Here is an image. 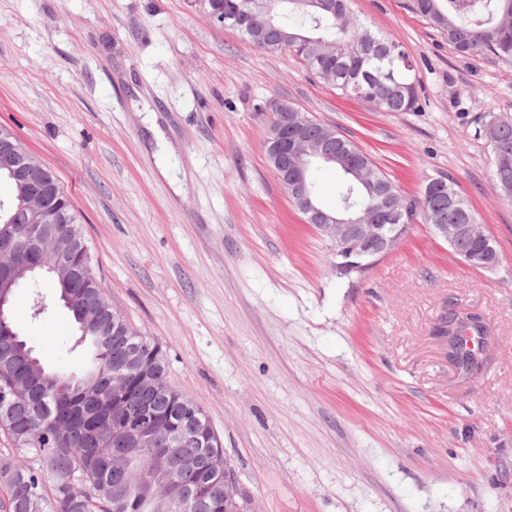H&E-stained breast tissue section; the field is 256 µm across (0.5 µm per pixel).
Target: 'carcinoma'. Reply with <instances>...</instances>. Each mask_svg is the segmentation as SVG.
Instances as JSON below:
<instances>
[{
    "instance_id": "cac0c4a2",
    "label": "carcinoma",
    "mask_w": 512,
    "mask_h": 512,
    "mask_svg": "<svg viewBox=\"0 0 512 512\" xmlns=\"http://www.w3.org/2000/svg\"><path fill=\"white\" fill-rule=\"evenodd\" d=\"M512 0H410L409 8L441 31L454 51L465 57L495 56L512 62V19L503 16L506 2ZM244 0H193V6L207 18L223 16L233 22L231 28L255 47L277 52L288 50L297 55L308 71L341 94L370 104L378 112H409L418 105V81L403 46L388 35L372 32L350 8V0H336V11L311 14L296 6V0H264L273 23L257 20L259 39L249 38L250 26L240 19L238 5ZM288 33L283 40L282 33ZM336 43V58L311 59L300 49L301 39ZM496 123L495 142L491 145V163L496 188L512 198V123L488 115ZM337 175L336 209H360L370 203L367 188L354 180L341 163L334 164ZM368 177L381 181V190L391 193L400 224H467L475 212L457 198L453 183L432 179L415 195L403 194L374 162H369ZM10 187V195L0 199V230L19 211L21 190L5 173L0 183ZM42 243L18 236L13 247L0 253V275L36 257ZM56 301L69 293L71 304L65 309L80 327L85 312L92 320L84 343L88 345V366L84 375L99 372L105 378L115 375L116 363L135 353L140 363L130 366L123 389L112 390L105 384L79 393L77 377L52 370L37 357L28 343L7 352L0 359V403L3 393L12 395L10 419L1 417L0 431L12 442L29 431L36 439L19 450L33 455L26 463L16 455L0 453V512H157L158 502L148 491L136 485L137 472L149 467L157 452H165L174 462L173 481L180 488H191L196 496L188 500L184 512H224V488H215L224 467V448L203 409L189 396L173 387L167 379L165 355L161 346L137 330L126 336L112 335V316L103 308L112 307L104 295L96 274L88 272L71 288H61L58 278L31 276L16 282L15 290L37 283ZM85 410L94 415L99 429L127 432L154 420L165 419L167 426L180 430L189 419L206 427L203 435L180 448H144L127 462L121 482L112 472V456L99 436L79 417ZM81 456L94 466L90 474L78 470L71 482L108 487L101 495L97 488L75 498L69 485L61 484L53 468Z\"/></svg>"
}]
</instances>
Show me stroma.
Instances as JSON below:
<instances>
[{
    "label": "stroma",
    "instance_id": "35a3bbf8",
    "mask_svg": "<svg viewBox=\"0 0 512 512\" xmlns=\"http://www.w3.org/2000/svg\"><path fill=\"white\" fill-rule=\"evenodd\" d=\"M407 51L418 107L378 112L212 25L192 0H0V127L71 198L103 292L158 342L206 411L258 512H512V200L487 113L512 122V64L459 56L406 0H351ZM354 141L405 193L455 182L497 240L493 272L416 225L367 273L279 186L274 101ZM21 333L80 372L67 312ZM490 329L458 375L432 329L447 308Z\"/></svg>",
    "mask_w": 512,
    "mask_h": 512
}]
</instances>
